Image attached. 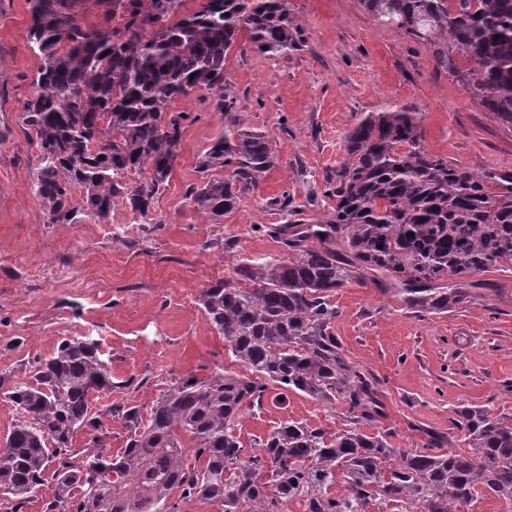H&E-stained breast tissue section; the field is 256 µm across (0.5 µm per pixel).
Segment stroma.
<instances>
[{"label":"stroma","mask_w":512,"mask_h":512,"mask_svg":"<svg viewBox=\"0 0 512 512\" xmlns=\"http://www.w3.org/2000/svg\"><path fill=\"white\" fill-rule=\"evenodd\" d=\"M297 49L260 55L240 37L224 64L236 103L215 110L213 95L174 101L183 121L179 156L148 217L116 203L106 219L54 224L34 192L39 151L24 123L40 63L28 39L27 0H0V369L24 380L37 356L64 337L95 339L111 367L113 404L149 409L172 375L223 365L242 373L223 335L204 318V288L246 261L287 257L270 227L284 214L270 201L288 195L304 224L325 220L334 202L323 179L345 157L349 129L366 113L405 106L419 117L421 144L476 173H512V132L463 88L436 72L427 49L383 27L359 0H287ZM265 132L276 162L224 216L199 213L187 190L199 162L229 126ZM463 308L416 315L382 293L376 276L332 292L333 332L344 358L376 382L384 416L363 424L391 431L398 448L423 447L428 433L451 434L457 412L486 404L512 415V267L471 275ZM244 410L245 448L280 423L329 432L353 427L345 405L302 393Z\"/></svg>","instance_id":"1"}]
</instances>
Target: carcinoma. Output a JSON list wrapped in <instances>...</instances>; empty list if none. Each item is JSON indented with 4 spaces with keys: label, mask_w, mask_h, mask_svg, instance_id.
<instances>
[{
    "label": "carcinoma",
    "mask_w": 512,
    "mask_h": 512,
    "mask_svg": "<svg viewBox=\"0 0 512 512\" xmlns=\"http://www.w3.org/2000/svg\"><path fill=\"white\" fill-rule=\"evenodd\" d=\"M85 0H28L29 41L40 56L24 120L41 168L36 196L53 224L104 219L116 202L146 217L178 155L186 116L170 111L193 89L235 100L224 62L241 32L266 55L296 49L286 0H100L119 25L88 28ZM379 25L424 45L435 70L512 131V0H359ZM418 117L406 109L369 112L348 131L345 159L326 174L335 200L326 221L272 230L291 255L250 261L235 279L205 288L200 311L248 373L221 365L182 373L142 417L136 406L92 409V391L112 376L97 341L65 337L36 357L30 380L0 393L21 419L0 447V500L13 503L55 482L46 512H177L173 494L220 512H454L481 499L512 512V415L486 405L457 412L454 437L428 434L426 447H394L391 434L340 429L330 435L287 421L248 452L237 435L244 409L262 407L272 386L340 401L360 421L382 417L378 390L342 355L330 293L371 272L386 278L414 313H446L469 302L467 277L512 264V175H478L426 152ZM270 138L228 130L208 148L192 187L198 212L221 217L273 165ZM141 179L130 181L131 174ZM82 202L74 203V191ZM129 429L110 448L104 418ZM88 435L72 448L75 431Z\"/></svg>",
    "instance_id": "1"
}]
</instances>
